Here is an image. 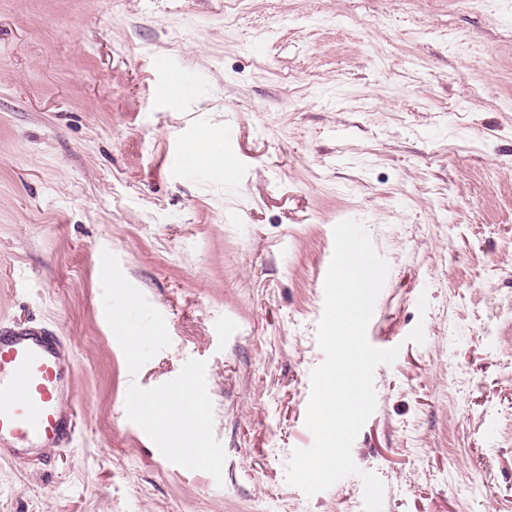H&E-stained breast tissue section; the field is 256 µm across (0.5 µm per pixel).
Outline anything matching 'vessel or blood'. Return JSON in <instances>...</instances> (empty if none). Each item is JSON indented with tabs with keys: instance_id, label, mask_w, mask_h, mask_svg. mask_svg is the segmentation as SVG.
<instances>
[{
	"instance_id": "b4317fda",
	"label": "vessel or blood",
	"mask_w": 512,
	"mask_h": 512,
	"mask_svg": "<svg viewBox=\"0 0 512 512\" xmlns=\"http://www.w3.org/2000/svg\"><path fill=\"white\" fill-rule=\"evenodd\" d=\"M79 394L67 342L41 328L0 325V461H48L77 436Z\"/></svg>"
}]
</instances>
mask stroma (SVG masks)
I'll use <instances>...</instances> for the list:
<instances>
[{
    "label": "stroma",
    "instance_id": "stroma-1",
    "mask_svg": "<svg viewBox=\"0 0 512 512\" xmlns=\"http://www.w3.org/2000/svg\"><path fill=\"white\" fill-rule=\"evenodd\" d=\"M224 2L0 0V320L64 336L81 396L53 469L0 464V512H363L359 475L285 480L347 219L400 349L352 446L382 512H512V0ZM203 137L232 180L175 168ZM182 389L204 463L126 408Z\"/></svg>",
    "mask_w": 512,
    "mask_h": 512
}]
</instances>
